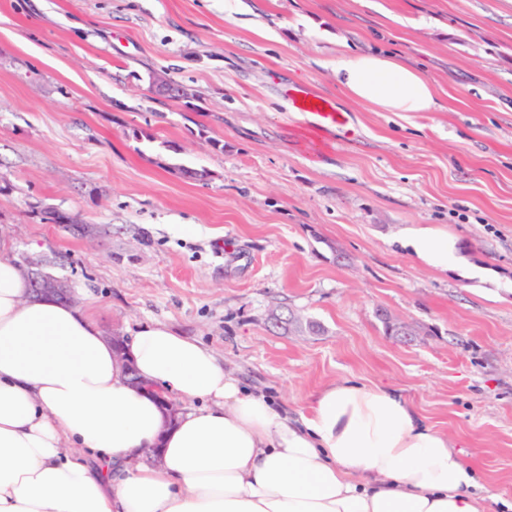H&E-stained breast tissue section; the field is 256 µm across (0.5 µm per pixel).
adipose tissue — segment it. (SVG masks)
<instances>
[{"mask_svg":"<svg viewBox=\"0 0 512 512\" xmlns=\"http://www.w3.org/2000/svg\"><path fill=\"white\" fill-rule=\"evenodd\" d=\"M327 66L374 111L437 108L397 56L342 42ZM402 245L436 270L461 253L431 226ZM12 251L0 237V512H482L472 465L399 390L335 382L293 417L159 323L119 361L85 309L30 296ZM160 394L189 405L175 425Z\"/></svg>","mask_w":512,"mask_h":512,"instance_id":"adipose-tissue-1","label":"adipose tissue"}]
</instances>
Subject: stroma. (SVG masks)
Returning <instances> with one entry per match:
<instances>
[{
	"mask_svg": "<svg viewBox=\"0 0 512 512\" xmlns=\"http://www.w3.org/2000/svg\"><path fill=\"white\" fill-rule=\"evenodd\" d=\"M341 41L421 68L438 110L349 100L325 67ZM299 85L352 112L353 141H309ZM410 224L455 236L466 269L400 247ZM0 235L104 332L196 338L289 415L335 381L399 389L485 512L512 500V0H0ZM287 310L320 332L273 328Z\"/></svg>",
	"mask_w": 512,
	"mask_h": 512,
	"instance_id": "35a3bbf8",
	"label": "stroma"
}]
</instances>
